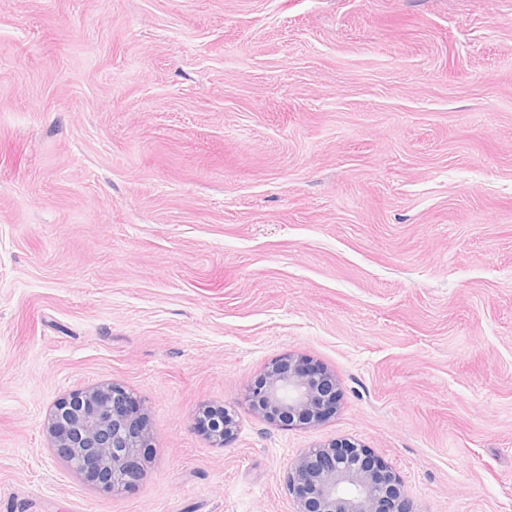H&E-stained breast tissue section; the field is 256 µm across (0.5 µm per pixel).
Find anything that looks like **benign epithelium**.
Here are the masks:
<instances>
[{"mask_svg":"<svg viewBox=\"0 0 512 512\" xmlns=\"http://www.w3.org/2000/svg\"><path fill=\"white\" fill-rule=\"evenodd\" d=\"M337 394L331 373L289 354L269 365L248 400L268 422L312 427L336 412ZM199 425L222 446L235 421L216 409ZM47 430L57 454L101 491H127L142 480L152 445L144 413L123 386L99 385L62 398ZM285 483L296 512H412L400 478L352 442L307 450L291 463Z\"/></svg>","mask_w":512,"mask_h":512,"instance_id":"1","label":"benign epithelium"}]
</instances>
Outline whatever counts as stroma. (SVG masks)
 I'll return each instance as SVG.
<instances>
[{"mask_svg":"<svg viewBox=\"0 0 512 512\" xmlns=\"http://www.w3.org/2000/svg\"><path fill=\"white\" fill-rule=\"evenodd\" d=\"M288 353L311 428L245 401ZM106 383L153 447L118 495L45 429ZM341 439L512 512V0H0V512H295ZM336 378L305 357L288 354L271 363L264 379L250 389L254 412L283 426H316L336 412ZM220 425L213 420H219ZM199 425L203 428L205 434L218 445H224L225 441L234 434L235 421L224 417L223 409H215L206 418H200Z\"/></svg>","mask_w":512,"mask_h":512,"instance_id":"obj_1","label":"stroma"}]
</instances>
